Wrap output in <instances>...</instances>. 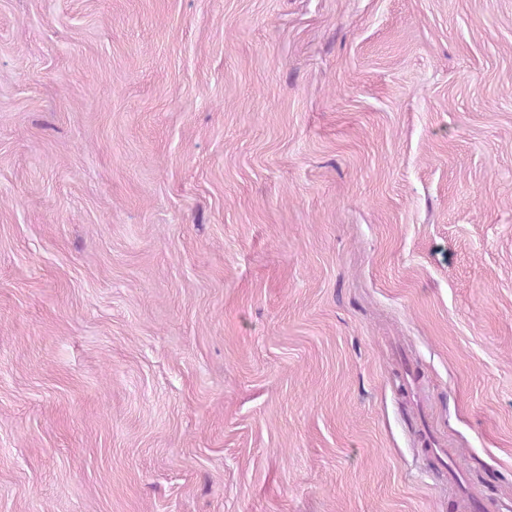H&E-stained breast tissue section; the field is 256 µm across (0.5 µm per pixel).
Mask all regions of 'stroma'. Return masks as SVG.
Instances as JSON below:
<instances>
[{"instance_id":"35a3bbf8","label":"stroma","mask_w":512,"mask_h":512,"mask_svg":"<svg viewBox=\"0 0 512 512\" xmlns=\"http://www.w3.org/2000/svg\"><path fill=\"white\" fill-rule=\"evenodd\" d=\"M475 491L512 512V0H0V512Z\"/></svg>"}]
</instances>
